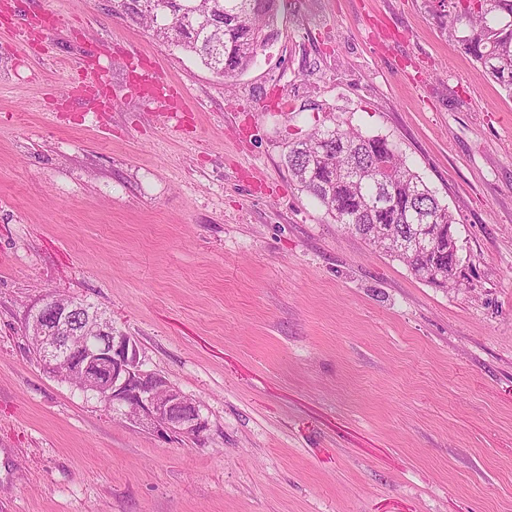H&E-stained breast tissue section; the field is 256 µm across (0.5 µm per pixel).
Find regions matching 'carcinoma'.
<instances>
[{
  "label": "carcinoma",
  "mask_w": 512,
  "mask_h": 512,
  "mask_svg": "<svg viewBox=\"0 0 512 512\" xmlns=\"http://www.w3.org/2000/svg\"><path fill=\"white\" fill-rule=\"evenodd\" d=\"M131 19L231 82L278 36L279 0H114ZM448 36L512 94V0H449ZM387 158L389 171L374 161ZM288 171L347 231L440 288L457 287L453 214L387 139L352 125L316 128L290 147Z\"/></svg>",
  "instance_id": "obj_1"
}]
</instances>
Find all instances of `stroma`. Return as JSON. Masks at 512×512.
I'll return each mask as SVG.
<instances>
[{
    "label": "stroma",
    "instance_id": "obj_1",
    "mask_svg": "<svg viewBox=\"0 0 512 512\" xmlns=\"http://www.w3.org/2000/svg\"><path fill=\"white\" fill-rule=\"evenodd\" d=\"M37 11L52 24L21 47ZM444 24L437 0H281L228 86L112 0L0 17V512H512V95ZM134 52L192 111L131 92ZM83 60L111 111H59ZM333 121L448 206L464 287L300 190L288 147ZM51 292L106 310L203 434L43 372L24 326Z\"/></svg>",
    "mask_w": 512,
    "mask_h": 512
}]
</instances>
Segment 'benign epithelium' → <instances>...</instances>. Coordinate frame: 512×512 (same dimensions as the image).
Masks as SVG:
<instances>
[{
	"label": "benign epithelium",
	"mask_w": 512,
	"mask_h": 512,
	"mask_svg": "<svg viewBox=\"0 0 512 512\" xmlns=\"http://www.w3.org/2000/svg\"><path fill=\"white\" fill-rule=\"evenodd\" d=\"M32 350L47 370L82 377V388L105 392L125 419L160 432L198 437L207 421L200 406L165 377L143 369L136 342L112 330L104 311L78 297L34 305L26 320Z\"/></svg>",
	"instance_id": "1"
}]
</instances>
